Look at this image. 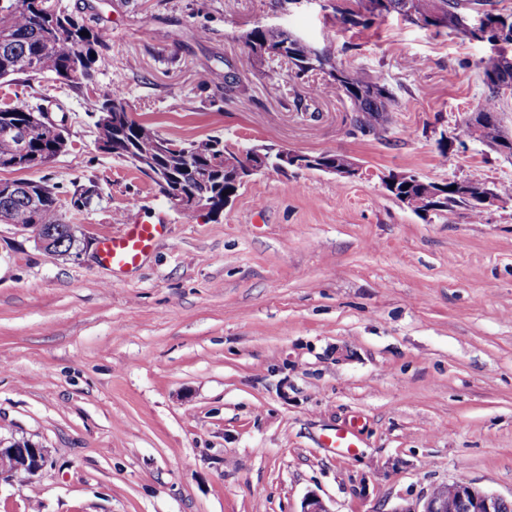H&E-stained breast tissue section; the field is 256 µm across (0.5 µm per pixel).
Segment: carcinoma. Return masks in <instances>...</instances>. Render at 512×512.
Here are the masks:
<instances>
[{
    "mask_svg": "<svg viewBox=\"0 0 512 512\" xmlns=\"http://www.w3.org/2000/svg\"><path fill=\"white\" fill-rule=\"evenodd\" d=\"M385 12H396L417 25H424L433 11L443 14L448 26L457 29L468 23L471 14L488 15V0H387ZM363 0L356 7L338 5L336 13L344 24L366 27L373 16L362 12ZM95 6L84 4L74 10L64 0H0V80L27 73H51L73 88H90L99 103L98 111L114 113L111 136L124 141L115 155L137 171L159 175L155 183L161 192L220 198L223 191L235 196L244 182H236L224 173V141L219 137L183 143L177 158L159 153L161 136L152 127L127 118L122 90L96 82L98 61L104 47ZM87 35H81V32ZM462 36L498 40L512 46V23L488 33L464 31ZM250 50L283 59L295 77L313 72L328 76V88L340 92L350 104L349 133L384 139L389 132V108L394 98L377 75L360 68H344L328 50L315 48L292 34L257 27L250 32ZM485 86V98L476 119L478 140L488 147L503 143L504 132L494 118L502 99L501 84L512 83V56L501 49L479 62ZM44 107L29 109L23 105L0 106V170L31 169L44 166L61 152L59 146L67 131L45 126L40 119ZM392 196L400 203L408 199L428 198L436 211L453 212L467 203L456 195L451 184H437L416 176L398 184ZM99 198L92 182L74 192L72 208L83 211ZM0 223L20 224L33 237L47 228L60 229L65 250L79 247L77 235L70 232L57 205L55 185L44 179L0 180Z\"/></svg>",
    "mask_w": 512,
    "mask_h": 512,
    "instance_id": "1",
    "label": "carcinoma"
}]
</instances>
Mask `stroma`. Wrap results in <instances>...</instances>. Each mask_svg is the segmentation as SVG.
Masks as SVG:
<instances>
[{"instance_id": "1", "label": "stroma", "mask_w": 512, "mask_h": 512, "mask_svg": "<svg viewBox=\"0 0 512 512\" xmlns=\"http://www.w3.org/2000/svg\"><path fill=\"white\" fill-rule=\"evenodd\" d=\"M105 46L99 84L167 139L343 153L346 180L254 176L216 215L184 213L149 178L99 151L95 95L49 73L0 81V104L52 102L69 138L39 170L83 247L61 257L0 223V440L47 463L0 485V512H328L421 506L461 481L512 497V204L483 222L416 214L381 175L512 182L479 143L440 158L483 103L490 47L397 13L340 24L332 0H91ZM280 28L382 76L390 132L350 135L340 93L316 78L271 85L246 34ZM226 75L228 90L199 84ZM101 198L81 212L74 190ZM163 231L119 272L104 239ZM351 429L352 455L325 439Z\"/></svg>"}]
</instances>
